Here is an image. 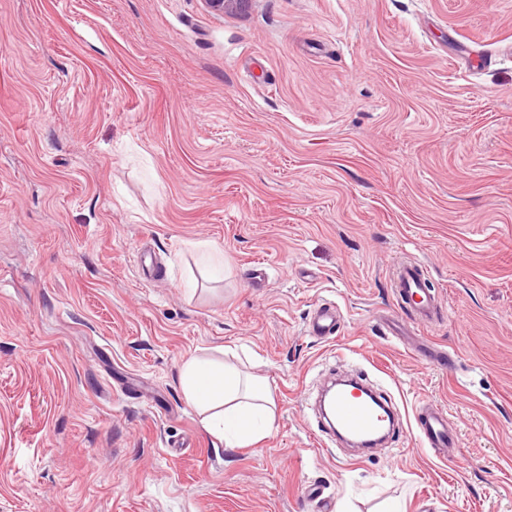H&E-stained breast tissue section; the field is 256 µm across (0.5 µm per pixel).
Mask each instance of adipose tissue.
Segmentation results:
<instances>
[{
    "mask_svg": "<svg viewBox=\"0 0 512 512\" xmlns=\"http://www.w3.org/2000/svg\"><path fill=\"white\" fill-rule=\"evenodd\" d=\"M180 381L187 401L226 446L251 445L272 431L275 402L262 379L242 375L223 363L192 357L184 362Z\"/></svg>",
    "mask_w": 512,
    "mask_h": 512,
    "instance_id": "obj_1",
    "label": "adipose tissue"
}]
</instances>
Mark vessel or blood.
I'll return each instance as SVG.
<instances>
[{"label": "vessel or blood", "instance_id": "vessel-or-blood-1", "mask_svg": "<svg viewBox=\"0 0 512 512\" xmlns=\"http://www.w3.org/2000/svg\"><path fill=\"white\" fill-rule=\"evenodd\" d=\"M391 286L401 310L407 311L410 318L419 324L430 325L442 315L439 299L429 287L424 266L416 261L402 260L396 263L391 278ZM340 327V314L336 307L322 305L316 308L307 322L309 335L319 339L336 334ZM334 417L344 430L369 435L382 424L380 412L364 398L347 392L336 395ZM415 435L438 457H446L450 448L456 447L457 438L448 427V419L443 411L433 405L417 408L414 414Z\"/></svg>", "mask_w": 512, "mask_h": 512}]
</instances>
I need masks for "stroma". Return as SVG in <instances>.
<instances>
[{
    "mask_svg": "<svg viewBox=\"0 0 512 512\" xmlns=\"http://www.w3.org/2000/svg\"><path fill=\"white\" fill-rule=\"evenodd\" d=\"M510 44L512 0H0V512H512ZM404 258L448 368L381 324ZM229 350L276 405L246 448L180 384ZM346 372L398 415L368 453L312 416ZM339 327L340 313L335 306H319L311 313L307 322L309 335L318 339L334 336ZM414 420L415 436L434 449L438 457L444 459L448 448H457L456 435L448 428V418L440 408L434 405L417 408Z\"/></svg>",
    "mask_w": 512,
    "mask_h": 512,
    "instance_id": "1",
    "label": "stroma"
}]
</instances>
